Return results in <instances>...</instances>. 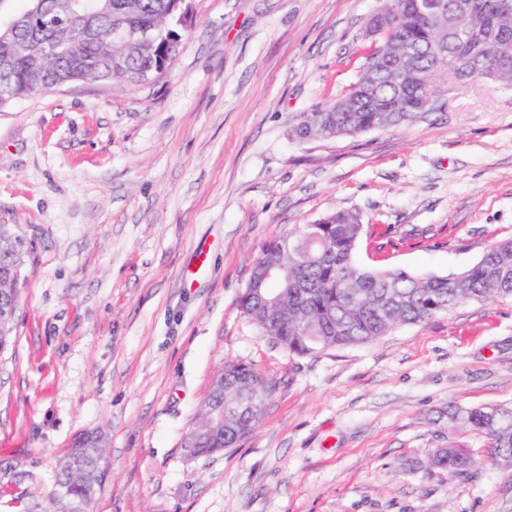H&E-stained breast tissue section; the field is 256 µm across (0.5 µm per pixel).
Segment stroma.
Segmentation results:
<instances>
[{
    "instance_id": "1",
    "label": "stroma",
    "mask_w": 512,
    "mask_h": 512,
    "mask_svg": "<svg viewBox=\"0 0 512 512\" xmlns=\"http://www.w3.org/2000/svg\"><path fill=\"white\" fill-rule=\"evenodd\" d=\"M179 56L0 112V224L28 249L0 352V512L50 495L72 438L105 434L90 512H512V468L449 406L512 407V301L466 302L297 357L240 296L264 244L347 210L358 265L446 276L512 238V89L492 80L390 129L302 139L344 94L380 0H187ZM275 386L238 447L181 446L214 375ZM455 442L463 480L402 463Z\"/></svg>"
}]
</instances>
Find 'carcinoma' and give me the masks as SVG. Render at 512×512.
I'll list each match as a JSON object with an SVG mask.
<instances>
[{"label": "carcinoma", "mask_w": 512, "mask_h": 512, "mask_svg": "<svg viewBox=\"0 0 512 512\" xmlns=\"http://www.w3.org/2000/svg\"><path fill=\"white\" fill-rule=\"evenodd\" d=\"M99 0H85L89 29L64 27L68 0H24L23 9L41 6L29 27L10 36L0 33V59L13 63L10 94L0 108L59 83H137L164 52V38L184 27L170 13L169 0H111L112 15L152 29L140 45L116 44L108 32L111 18L97 13ZM453 10L432 23L416 0H383L378 13H390L394 27L374 36L375 47L357 80L336 101L295 117L302 139L353 136L399 127L432 109L448 94L442 73L451 65L456 88L486 74L512 87V0H442ZM31 42L33 55L14 52V40ZM56 48L48 62L41 46ZM408 52L422 75L410 84L395 67ZM364 225L353 212L337 210L296 231L271 238L252 266L240 309L274 345L298 356L367 344L404 324L428 321L467 302L512 300V240L491 243L465 271L448 276H417L404 270L377 271L357 265L354 251ZM27 250L11 224H0V303L19 301ZM279 266V278L263 281L264 268ZM273 385L251 366L229 363L214 378L183 441L194 440L193 456L207 457L235 448L254 429ZM448 420L485 435L495 456L512 466V408H448ZM107 441L74 437L60 463L56 485L77 502L91 501L101 483L76 471L89 455L103 457ZM429 466L453 477H471L475 460L467 448H435Z\"/></svg>", "instance_id": "obj_1"}]
</instances>
